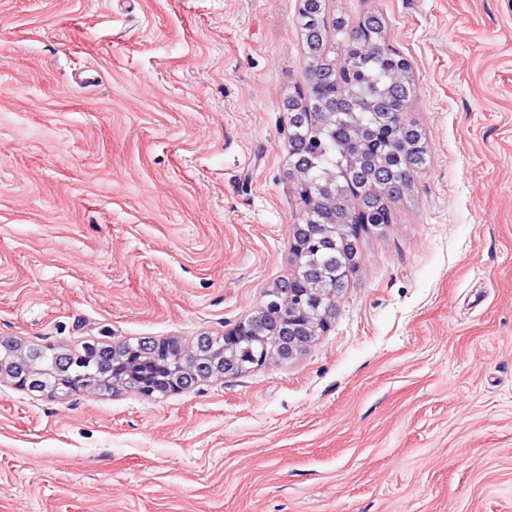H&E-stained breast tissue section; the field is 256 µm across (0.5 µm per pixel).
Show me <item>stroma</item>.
Instances as JSON below:
<instances>
[{"label":"stroma","mask_w":512,"mask_h":512,"mask_svg":"<svg viewBox=\"0 0 512 512\" xmlns=\"http://www.w3.org/2000/svg\"><path fill=\"white\" fill-rule=\"evenodd\" d=\"M301 0H0V340L190 349L293 271ZM429 163L285 362L147 398L0 373V512H512V0H325Z\"/></svg>","instance_id":"1"}]
</instances>
